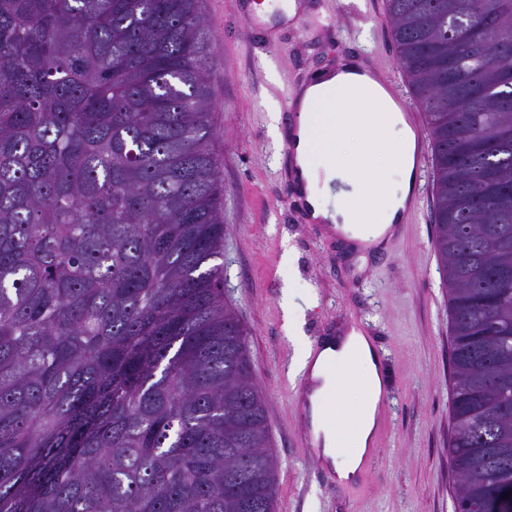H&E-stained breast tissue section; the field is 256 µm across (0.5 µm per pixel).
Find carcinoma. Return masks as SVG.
<instances>
[{"label": "carcinoma", "instance_id": "carcinoma-1", "mask_svg": "<svg viewBox=\"0 0 512 512\" xmlns=\"http://www.w3.org/2000/svg\"><path fill=\"white\" fill-rule=\"evenodd\" d=\"M203 0H0V512H276L224 301ZM430 134L455 512L512 491V0H385Z\"/></svg>", "mask_w": 512, "mask_h": 512}]
</instances>
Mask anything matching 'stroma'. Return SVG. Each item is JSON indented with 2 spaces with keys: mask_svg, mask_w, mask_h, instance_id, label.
Instances as JSON below:
<instances>
[{
  "mask_svg": "<svg viewBox=\"0 0 512 512\" xmlns=\"http://www.w3.org/2000/svg\"><path fill=\"white\" fill-rule=\"evenodd\" d=\"M374 19L343 13L334 36L399 71L384 0ZM244 0H203L209 29L214 138L224 190V294L249 330L253 381L267 401L278 463L276 512H453L448 457V297L433 250L432 197L400 239L357 270L319 246L282 199L284 93L299 75L332 61L323 41L285 32L262 46L243 21ZM291 312H284L283 298ZM360 316L384 353L393 389L378 454L357 488L337 489L302 447L295 356L319 325Z\"/></svg>",
  "mask_w": 512,
  "mask_h": 512,
  "instance_id": "obj_1",
  "label": "stroma"
}]
</instances>
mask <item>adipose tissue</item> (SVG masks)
Listing matches in <instances>:
<instances>
[{
  "label": "adipose tissue",
  "instance_id": "ef3b65f1",
  "mask_svg": "<svg viewBox=\"0 0 512 512\" xmlns=\"http://www.w3.org/2000/svg\"><path fill=\"white\" fill-rule=\"evenodd\" d=\"M331 121L319 124L303 169L310 196L333 207L329 217L349 238H378L391 224L410 186L415 139L387 91L364 76L338 74L308 91ZM297 373L317 385L309 423L322 461L338 479L353 477L369 451L382 385L378 360L360 332L331 340L320 353L304 351ZM357 379L355 402L339 393L343 377Z\"/></svg>",
  "mask_w": 512,
  "mask_h": 512
}]
</instances>
